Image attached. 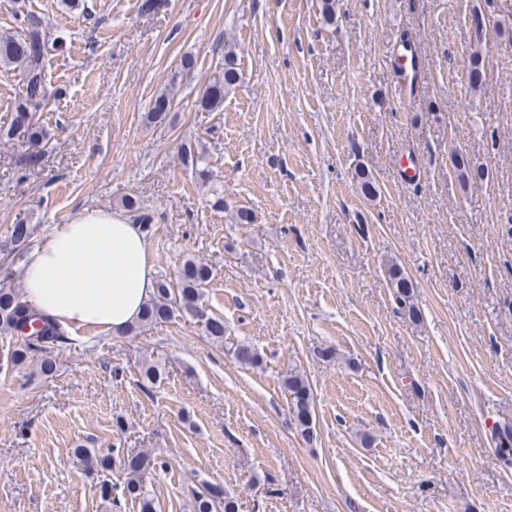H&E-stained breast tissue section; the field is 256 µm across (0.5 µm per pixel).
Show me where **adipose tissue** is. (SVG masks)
Wrapping results in <instances>:
<instances>
[{
	"label": "adipose tissue",
	"instance_id": "obj_1",
	"mask_svg": "<svg viewBox=\"0 0 512 512\" xmlns=\"http://www.w3.org/2000/svg\"><path fill=\"white\" fill-rule=\"evenodd\" d=\"M25 299L67 328L122 335L156 288L149 242L140 225L101 208L51 225L25 251Z\"/></svg>",
	"mask_w": 512,
	"mask_h": 512
}]
</instances>
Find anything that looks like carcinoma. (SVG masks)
I'll list each match as a JSON object with an SVG mask.
<instances>
[{"label":"carcinoma","mask_w":512,"mask_h":512,"mask_svg":"<svg viewBox=\"0 0 512 512\" xmlns=\"http://www.w3.org/2000/svg\"><path fill=\"white\" fill-rule=\"evenodd\" d=\"M49 21L28 12L21 19L22 34L0 36V71L8 73L19 69L25 85V92L15 107L13 118L6 136L20 131L27 142L38 147L46 134L36 127L33 116L48 97L43 59ZM233 50L224 54V77L205 87L201 94L200 106L214 111L224 105V96L239 81ZM486 54L478 48L469 55L468 83L476 89L483 84ZM459 179L468 182L481 179L484 172L470 159L459 153L450 157ZM211 266L193 258L185 260L177 270V287L171 288L165 282L156 285L153 296L146 302L141 317L132 325L127 334L133 335L143 328L168 320L174 312L200 323L206 336L214 343L224 342V319L211 315L203 307V288L211 280ZM388 277L396 299L405 309L408 319L419 320V309L414 302V285L403 269L394 265L389 268ZM0 334L14 339L8 346L3 366H21L35 362L44 375H50L56 368L54 350L69 341L68 331L48 315L23 300L22 293L11 287H0ZM235 360L243 366L260 364L261 355L249 344H240L234 350ZM284 385L289 393L292 416L301 433L308 437L312 430L314 397L308 381L303 375H289ZM75 454L88 468L107 470L111 457L88 448H77ZM126 481L124 491L139 503L140 512H155L154 497L146 489V479L157 468V462L147 454H137L124 463ZM195 512H238L234 496L216 494L213 487L204 485L194 493Z\"/></svg>","instance_id":"carcinoma-1"}]
</instances>
